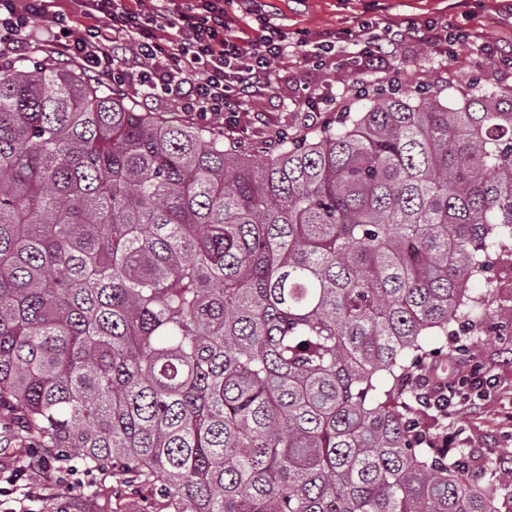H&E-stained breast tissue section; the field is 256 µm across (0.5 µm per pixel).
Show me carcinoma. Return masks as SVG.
Wrapping results in <instances>:
<instances>
[{"label": "carcinoma", "instance_id": "obj_1", "mask_svg": "<svg viewBox=\"0 0 512 512\" xmlns=\"http://www.w3.org/2000/svg\"><path fill=\"white\" fill-rule=\"evenodd\" d=\"M438 83L264 154L0 57L12 436L165 512H512V466L425 442L415 378L512 265V107Z\"/></svg>", "mask_w": 512, "mask_h": 512}]
</instances>
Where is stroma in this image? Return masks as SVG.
I'll return each mask as SVG.
<instances>
[{
  "mask_svg": "<svg viewBox=\"0 0 512 512\" xmlns=\"http://www.w3.org/2000/svg\"><path fill=\"white\" fill-rule=\"evenodd\" d=\"M231 12L246 37L260 36L264 25L288 33L290 39L317 41L321 32L343 35L380 18L401 21L443 20L471 31V41L456 45L454 54L442 58L420 44L388 57L376 72L356 76L342 65L323 70L301 65L286 57L278 69L279 95L260 102L265 114L261 130L240 139L242 148L260 145L262 138L275 135L280 127L295 123L296 96L317 91H334L342 101L336 111L325 113L324 124L337 125L348 114L366 111L368 103L359 98L360 85L374 84L395 75L410 85L441 77V98L458 107L464 98L495 91L502 100L512 99V67L502 58L512 54V0H232ZM473 350L478 361L496 379V388L473 412H461L454 421L465 430L472 447L489 452L512 449L502 436L504 421L512 415V340L494 335L476 338ZM19 447L0 422V488L15 484L18 491H35L30 512H155L156 505L135 485L81 469L57 479L55 472L31 469L18 474L24 459Z\"/></svg>",
  "mask_w": 512,
  "mask_h": 512,
  "instance_id": "stroma-1",
  "label": "stroma"
}]
</instances>
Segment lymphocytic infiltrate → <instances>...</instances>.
Listing matches in <instances>:
<instances>
[{
  "instance_id": "obj_1",
  "label": "lymphocytic infiltrate",
  "mask_w": 512,
  "mask_h": 512,
  "mask_svg": "<svg viewBox=\"0 0 512 512\" xmlns=\"http://www.w3.org/2000/svg\"><path fill=\"white\" fill-rule=\"evenodd\" d=\"M236 27L224 0H0V56L42 52L74 61L91 76L170 99L198 122L223 119L232 136L260 123L251 105L273 94L289 48L315 67L336 57L332 32L291 45L277 29L249 40ZM466 38L430 20L393 23L380 34L365 25L350 35L345 65L362 72L409 41L443 56Z\"/></svg>"
}]
</instances>
